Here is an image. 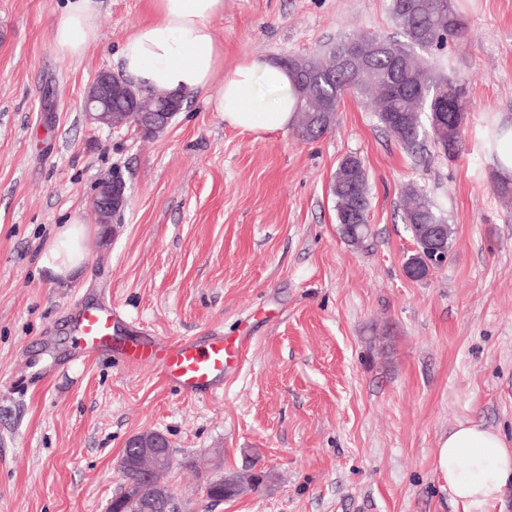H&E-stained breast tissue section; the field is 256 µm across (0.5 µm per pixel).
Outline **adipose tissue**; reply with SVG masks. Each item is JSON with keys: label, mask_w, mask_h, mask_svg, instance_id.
<instances>
[{"label": "adipose tissue", "mask_w": 512, "mask_h": 512, "mask_svg": "<svg viewBox=\"0 0 512 512\" xmlns=\"http://www.w3.org/2000/svg\"><path fill=\"white\" fill-rule=\"evenodd\" d=\"M150 17L123 38L117 62L135 86L180 95L204 92L225 125L255 134L286 129L293 121L291 78L273 59L253 53L223 73L224 47L212 21L224 0H148ZM53 41L64 57L81 56L98 37L93 0H66L53 21ZM86 225H60L39 256L54 277L76 274L88 260ZM434 470L460 512H486L512 484V450L483 425L458 424L435 450Z\"/></svg>", "instance_id": "obj_1"}]
</instances>
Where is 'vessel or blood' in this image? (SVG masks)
<instances>
[{
    "instance_id": "b4317fda",
    "label": "vessel or blood",
    "mask_w": 512,
    "mask_h": 512,
    "mask_svg": "<svg viewBox=\"0 0 512 512\" xmlns=\"http://www.w3.org/2000/svg\"><path fill=\"white\" fill-rule=\"evenodd\" d=\"M116 314L111 307L77 306L70 323L88 357L102 354L149 365L180 391L206 396L224 383V371L233 362V347L223 336L162 340L145 337L117 343L113 340Z\"/></svg>"
}]
</instances>
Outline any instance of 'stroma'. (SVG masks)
I'll return each mask as SVG.
<instances>
[{
	"label": "stroma",
	"mask_w": 512,
	"mask_h": 512,
	"mask_svg": "<svg viewBox=\"0 0 512 512\" xmlns=\"http://www.w3.org/2000/svg\"><path fill=\"white\" fill-rule=\"evenodd\" d=\"M452 3L468 36L429 58L472 94L451 160L407 152L353 95L313 142L227 127L203 92L164 134L111 133L82 99L146 0H95L98 38L75 59L52 40L63 0H0V512H108L143 430L172 442L183 512H456L433 468L441 437L471 421L512 446V174L490 143L512 127V0ZM212 25L228 71L401 37L389 0H224ZM349 154L371 193L359 248L330 193ZM115 175L128 203L105 244L91 200ZM410 184L454 228L447 263L419 280L403 269ZM72 217L89 260L56 280L37 260ZM80 303L112 305L129 338L242 346L221 389L182 394L149 366L87 358L68 323ZM249 459L271 486L209 506L207 481Z\"/></svg>",
	"instance_id": "35a3bbf8"
}]
</instances>
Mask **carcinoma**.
Listing matches in <instances>:
<instances>
[{
	"label": "carcinoma",
	"mask_w": 512,
	"mask_h": 512,
	"mask_svg": "<svg viewBox=\"0 0 512 512\" xmlns=\"http://www.w3.org/2000/svg\"><path fill=\"white\" fill-rule=\"evenodd\" d=\"M436 4L437 0H390L392 18L406 38L404 42L393 40L390 44L391 55L400 57L399 68L394 67L390 55L379 54L362 71L340 70L336 59L345 47L341 41L318 54L282 59L297 99L298 136L306 141L321 138L333 125L336 112L333 107L331 114L325 116L322 106L331 98L340 97L344 90L366 97L379 124L406 150L412 151L430 141L448 158L460 152L463 133L446 121L437 127L430 126L427 113L433 108L448 110L444 93L464 97L466 89L449 75L432 73L426 60H416L419 49L430 54L441 49L448 39L465 36L466 23L461 16L451 7L441 14ZM331 192L342 238L352 246L364 243L355 236L357 225L347 219L353 203L363 215L369 214L368 178L362 161L354 158L341 161L332 176ZM402 221L416 246L414 253L407 257L405 267L418 272L421 279L429 274L428 260L433 258L430 227L442 226L446 252L452 244L453 228L428 192L412 184L403 193ZM270 482L272 475L268 472L248 469L232 472L226 475L224 491L210 501L216 503L224 499L226 492L233 499L246 489L258 490ZM112 503L118 509L110 512H150L145 500L128 499L123 494Z\"/></svg>",
	"instance_id": "1"
}]
</instances>
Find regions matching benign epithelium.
Wrapping results in <instances>:
<instances>
[{
	"label": "benign epithelium",
	"instance_id": "benign-epithelium-1",
	"mask_svg": "<svg viewBox=\"0 0 512 512\" xmlns=\"http://www.w3.org/2000/svg\"><path fill=\"white\" fill-rule=\"evenodd\" d=\"M374 44L364 40L350 42L344 53L337 60V66L343 69L364 67L368 54ZM133 94L131 106L126 111H112V98L116 95ZM165 105L140 107L141 98L135 95L132 86L115 84L110 71H101L90 83L86 92L83 108L88 119L99 125L119 130L125 125L142 130L150 128L156 135L167 129L179 111L178 98L163 95ZM127 202L126 184L117 177L99 182L92 200V207L97 216V223L102 230V243L106 244L115 236L117 212ZM124 447L131 452H123L119 458V471L132 468L136 472L134 487L154 506L168 505L174 502L169 485L164 475L173 467L174 459L170 452L168 437L159 431H142L130 436Z\"/></svg>",
	"mask_w": 512,
	"mask_h": 512
}]
</instances>
